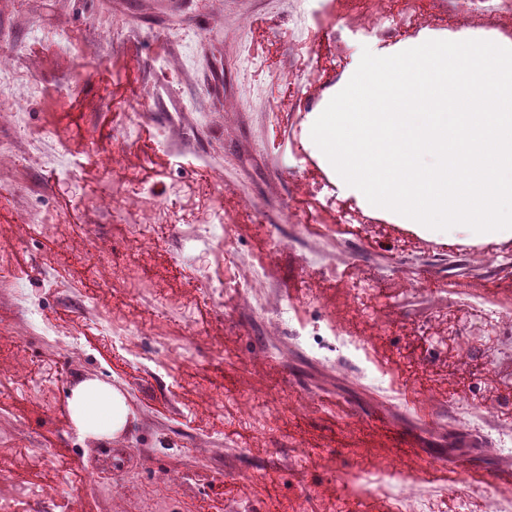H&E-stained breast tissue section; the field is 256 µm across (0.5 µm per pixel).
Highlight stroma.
I'll return each instance as SVG.
<instances>
[{"instance_id":"35a3bbf8","label":"stroma","mask_w":512,"mask_h":512,"mask_svg":"<svg viewBox=\"0 0 512 512\" xmlns=\"http://www.w3.org/2000/svg\"><path fill=\"white\" fill-rule=\"evenodd\" d=\"M350 5H314L301 39L297 0H0V47L14 53L27 107L21 134L15 113L0 112V276L39 312L31 321L0 287V497L16 512H189L230 483L246 484L252 512H322L325 500L349 499L360 464L393 460L421 491L453 495V512L512 493V451L501 446L512 414L478 413L459 437L452 392L459 381L481 401L512 385V335L490 360L466 347L457 311L462 290L512 310V237L445 239L383 214L372 217L379 235L347 233L323 183L345 208L362 205L310 139L320 103L363 50L451 38L448 0H430L426 27L398 40L337 32ZM109 96L137 99L133 140L118 136L128 117ZM130 173L165 191L177 217L133 250L110 204ZM303 200L310 223H286ZM219 211L226 234L196 246ZM94 251L104 263L86 266ZM131 260L162 274L155 297L125 288ZM259 268L262 288L198 300L207 283H246ZM360 276L377 287L371 318L350 290ZM287 301L296 322L329 317L366 333L372 362L392 355L438 386L423 398L419 384H380L339 353L317 354L281 324ZM139 322L145 331L125 348L84 337ZM51 325L58 338L43 336ZM93 376L121 387L132 412L129 430L96 448L66 412L70 389ZM270 393L303 414L275 407L265 429L236 425L252 396ZM43 484L62 506L13 494Z\"/></svg>"}]
</instances>
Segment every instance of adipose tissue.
I'll return each instance as SVG.
<instances>
[{
	"label": "adipose tissue",
	"mask_w": 512,
	"mask_h": 512,
	"mask_svg": "<svg viewBox=\"0 0 512 512\" xmlns=\"http://www.w3.org/2000/svg\"><path fill=\"white\" fill-rule=\"evenodd\" d=\"M69 410L81 439L93 444L118 439L130 424L131 413L122 391L96 378L73 387Z\"/></svg>",
	"instance_id": "ef3b65f1"
}]
</instances>
